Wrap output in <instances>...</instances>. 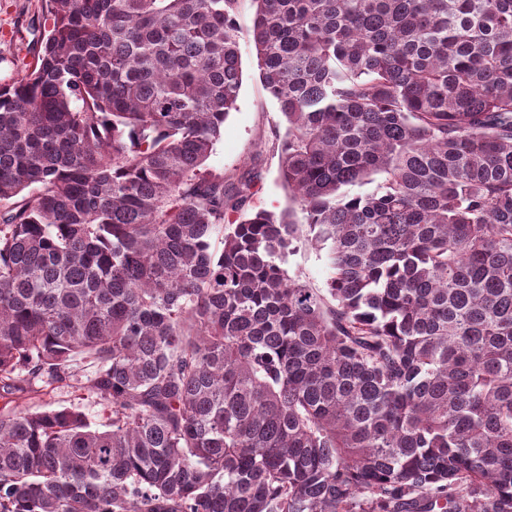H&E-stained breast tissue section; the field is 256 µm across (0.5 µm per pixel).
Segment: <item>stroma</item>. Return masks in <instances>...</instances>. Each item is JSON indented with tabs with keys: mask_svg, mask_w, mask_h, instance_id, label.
Masks as SVG:
<instances>
[{
	"mask_svg": "<svg viewBox=\"0 0 512 512\" xmlns=\"http://www.w3.org/2000/svg\"><path fill=\"white\" fill-rule=\"evenodd\" d=\"M48 7L47 0H0V84L20 76L24 62L31 60L40 35L38 22ZM255 9L253 0H238L235 18L242 33V86L237 106L225 121L223 137L208 164L228 177L255 175L251 209L294 212L298 206L279 180L277 143L286 130V121L259 78L255 51L247 37ZM286 268L290 276L313 288L324 287L328 277L324 253L303 239L297 241Z\"/></svg>",
	"mask_w": 512,
	"mask_h": 512,
	"instance_id": "obj_1",
	"label": "stroma"
}]
</instances>
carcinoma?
Masks as SVG:
<instances>
[{"label": "carcinoma", "mask_w": 512, "mask_h": 512, "mask_svg": "<svg viewBox=\"0 0 512 512\" xmlns=\"http://www.w3.org/2000/svg\"><path fill=\"white\" fill-rule=\"evenodd\" d=\"M49 2L0 84V400L106 417L1 409L0 512H512V0H253L323 291L206 166L237 0ZM301 236L295 242V251L290 254L285 264L288 274L298 277L311 288H325L328 277V267L324 251H317ZM85 399H75V396L73 393H71L70 389H65L58 391L55 393L51 398L45 397L44 401H35L30 400L27 397H22L17 400L16 406L17 408H22L24 406H32L35 407V405H44L46 408L48 407H58V406H71L72 404L78 405L82 411H84L89 416L93 417L94 419H97L96 413L99 409L97 406L94 405L93 400L90 397H87L86 394L84 395ZM35 404V405H34ZM48 404V405H47Z\"/></svg>", "instance_id": "carcinoma-1"}]
</instances>
